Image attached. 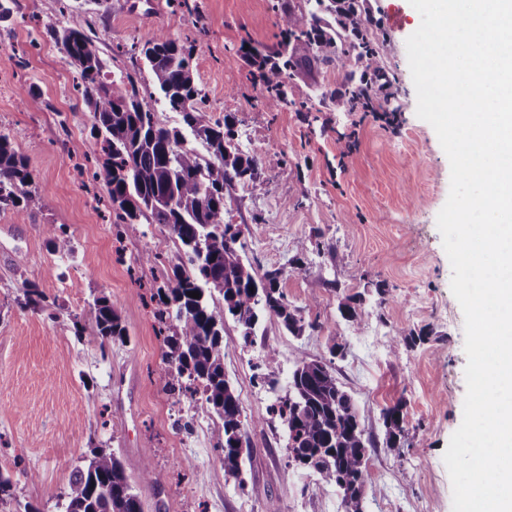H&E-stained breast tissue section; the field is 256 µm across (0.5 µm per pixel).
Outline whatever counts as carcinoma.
Masks as SVG:
<instances>
[{
	"mask_svg": "<svg viewBox=\"0 0 512 512\" xmlns=\"http://www.w3.org/2000/svg\"><path fill=\"white\" fill-rule=\"evenodd\" d=\"M308 3L309 8L282 16L288 37L313 50L312 57L322 64L345 68L354 61L389 80L376 53L364 48L363 30L371 19L362 14L358 0H352L346 19L338 21L334 39L321 23L324 14L333 12L335 0ZM54 38L79 72L96 131L94 152L100 155L109 199L115 204V223L162 224L181 243L186 262L175 266L153 295L154 317L167 330L158 381L162 390L174 392L176 381L184 378L202 393L223 421L224 478L241 484L243 461L235 446L243 439L241 402L224 374V322L231 318L244 331L246 344L251 338L247 329H255L266 315L294 335L304 329L299 308L278 286V272L257 277L243 261L240 237L224 235L229 224L225 193L256 180L258 159L237 141L232 116L225 115L222 123L204 119L198 107L202 90L191 67L192 48L163 32L131 45V52L155 76L158 100L180 116L182 127L169 128L159 122L131 74L108 76L92 36L68 29ZM286 79L282 70L269 75V110L288 104ZM32 180L27 159L10 136L0 132V211L12 210L21 218L40 207L41 198L30 189ZM47 233L55 251L73 252L71 239L57 227L48 226ZM200 246L206 248L203 255ZM195 291L197 299L190 297ZM216 292L222 295L220 305L214 301ZM25 305L40 311L51 308L33 284L25 290ZM92 313L102 340L124 339L125 326L109 299L96 298ZM270 413L288 431V456L307 464L327 485L346 482L345 512H365L368 449L374 444L365 437L353 397L338 385L333 362L299 356L288 393L276 399ZM381 418L387 447L401 448L402 404L382 408ZM64 512H142V503L122 462L114 453L94 447L70 475Z\"/></svg>",
	"mask_w": 512,
	"mask_h": 512,
	"instance_id": "obj_1",
	"label": "carcinoma"
}]
</instances>
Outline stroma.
Masks as SVG:
<instances>
[{"instance_id": "obj_1", "label": "stroma", "mask_w": 512, "mask_h": 512, "mask_svg": "<svg viewBox=\"0 0 512 512\" xmlns=\"http://www.w3.org/2000/svg\"><path fill=\"white\" fill-rule=\"evenodd\" d=\"M0 20V132L27 157L41 210L0 212V473L13 483L0 512H62L72 470L90 448L115 453L143 512H344L335 487L290 465L288 434L269 407L285 395L298 354L332 361L366 436V512H452L443 454L463 418L464 316L436 218L450 164L432 126L416 115L406 40L420 23L408 0H366L365 39L390 78L375 112H347L336 98L343 72L314 64L292 72L288 106L268 111L249 79L255 55L289 52L280 16L306 0H8ZM76 28L96 37L109 71L155 89L133 40L159 31L193 47L207 120L232 115L261 177L227 201L243 259L300 308L292 335L273 317L244 344L224 324V372L240 397L250 448L241 480L224 477L221 419L201 394L163 392L162 337L150 295L179 264V242L159 224L113 221L108 188L87 145L92 114L79 76L49 35ZM301 56L303 48L291 50ZM356 147L342 155L344 138ZM62 226L74 251L56 253L46 225ZM385 284L381 301L376 284ZM33 284L58 302L54 316L24 305ZM114 303L125 341H102L91 306ZM355 298L353 329L339 311ZM414 339L391 349L399 330ZM343 355L332 356L335 346ZM276 349L274 368L262 362ZM402 403L400 448L385 447L380 411ZM151 461L156 483L141 479Z\"/></svg>"}]
</instances>
